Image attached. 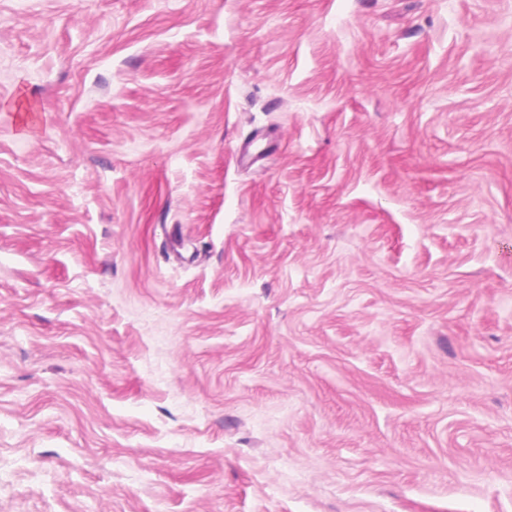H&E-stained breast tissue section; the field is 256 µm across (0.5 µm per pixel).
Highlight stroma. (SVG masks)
<instances>
[{
    "label": "stroma",
    "mask_w": 512,
    "mask_h": 512,
    "mask_svg": "<svg viewBox=\"0 0 512 512\" xmlns=\"http://www.w3.org/2000/svg\"><path fill=\"white\" fill-rule=\"evenodd\" d=\"M0 512H512V0H0Z\"/></svg>",
    "instance_id": "obj_1"
}]
</instances>
